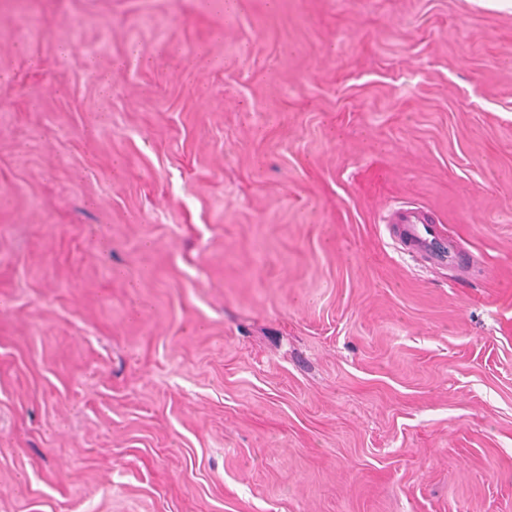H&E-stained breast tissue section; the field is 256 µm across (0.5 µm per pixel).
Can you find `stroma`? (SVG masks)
Masks as SVG:
<instances>
[{
  "label": "stroma",
  "mask_w": 512,
  "mask_h": 512,
  "mask_svg": "<svg viewBox=\"0 0 512 512\" xmlns=\"http://www.w3.org/2000/svg\"><path fill=\"white\" fill-rule=\"evenodd\" d=\"M224 2L0 0V512H512V0ZM387 223L402 226L408 252H432L426 249V243L430 237L435 238L437 223L429 211L411 206L395 208L390 211Z\"/></svg>",
  "instance_id": "stroma-1"
}]
</instances>
